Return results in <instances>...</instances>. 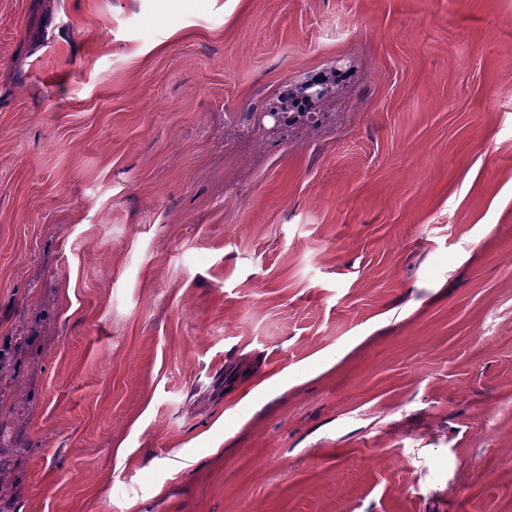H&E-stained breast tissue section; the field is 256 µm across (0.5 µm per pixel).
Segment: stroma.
I'll list each match as a JSON object with an SVG mask.
<instances>
[{
	"instance_id": "stroma-1",
	"label": "stroma",
	"mask_w": 512,
	"mask_h": 512,
	"mask_svg": "<svg viewBox=\"0 0 512 512\" xmlns=\"http://www.w3.org/2000/svg\"><path fill=\"white\" fill-rule=\"evenodd\" d=\"M0 445V512H512V0H0ZM319 81L325 84V91L318 96L317 98L310 99V94L315 90L311 88L313 83ZM336 92V82L334 80H330V78H326L323 76L313 77L304 83L300 84L295 89V93L293 92L292 98H296L294 101V107H296L300 112H293V116H288V124L290 123H300L302 126L306 128L308 134L311 136H316L319 132L321 126L320 119L324 112H316L317 108L329 101ZM306 117V119H304ZM297 118H303L297 120Z\"/></svg>"
}]
</instances>
